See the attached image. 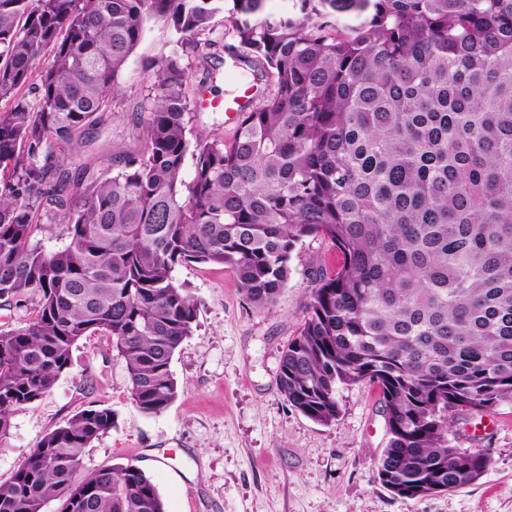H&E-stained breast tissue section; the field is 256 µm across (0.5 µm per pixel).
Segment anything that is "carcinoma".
<instances>
[{
    "label": "carcinoma",
    "mask_w": 512,
    "mask_h": 512,
    "mask_svg": "<svg viewBox=\"0 0 512 512\" xmlns=\"http://www.w3.org/2000/svg\"><path fill=\"white\" fill-rule=\"evenodd\" d=\"M224 2L0 0V299L38 298L0 330V438L97 332L137 408L163 413L197 317L175 268L220 264L270 310L297 246L318 237L339 263L282 351V395L329 425L338 386L375 384L390 435L382 484L416 499L475 482L491 460L450 444L453 413L512 400V0H232L233 61L272 90L230 140L191 151L189 60L217 45ZM155 23L175 39L149 86L146 151L76 200L65 153L113 112ZM48 209L69 234L52 252L33 242ZM114 426L90 406L49 432L0 483V512H164L132 464L75 483Z\"/></svg>",
    "instance_id": "obj_1"
}]
</instances>
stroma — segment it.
I'll return each instance as SVG.
<instances>
[{
    "label": "stroma",
    "instance_id": "obj_1",
    "mask_svg": "<svg viewBox=\"0 0 512 512\" xmlns=\"http://www.w3.org/2000/svg\"><path fill=\"white\" fill-rule=\"evenodd\" d=\"M219 45L207 65L193 64L192 81L213 69L208 96L242 95L250 68H234L227 15L215 21ZM172 39L155 25L118 76L121 94L107 121L86 130L69 169L88 188L121 171L122 158L146 146L150 84L145 67L161 61ZM328 243L308 239L293 254L292 274L273 310L254 307L233 273L219 264L186 263L176 284L198 302L191 336L170 369L177 399L161 414L133 403L125 362L102 333L83 337L52 391L17 410L0 438V482L50 431L93 406L115 415L114 427L88 449L83 470L132 464L156 484L165 512H512V402L493 411L457 414L449 439L464 451L487 452L492 464L475 483L418 499L391 494L377 478L388 444L383 403L366 383L338 386L340 415L325 426L288 404L279 391L282 350L301 325L316 271H333Z\"/></svg>",
    "mask_w": 512,
    "mask_h": 512
}]
</instances>
